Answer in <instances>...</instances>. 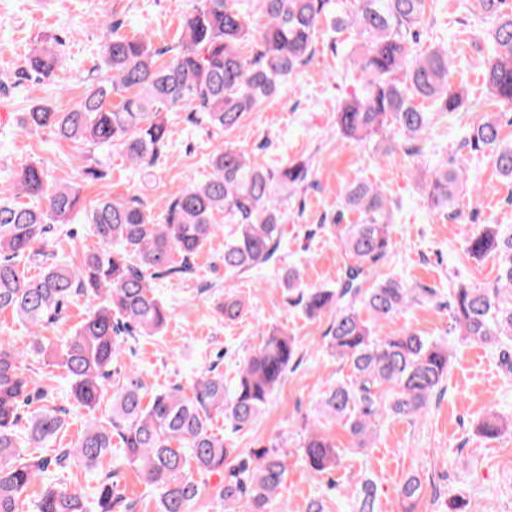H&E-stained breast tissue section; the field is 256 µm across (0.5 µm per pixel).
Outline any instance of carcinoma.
Returning a JSON list of instances; mask_svg holds the SVG:
<instances>
[{
	"instance_id": "1",
	"label": "carcinoma",
	"mask_w": 512,
	"mask_h": 512,
	"mask_svg": "<svg viewBox=\"0 0 512 512\" xmlns=\"http://www.w3.org/2000/svg\"><path fill=\"white\" fill-rule=\"evenodd\" d=\"M432 2L351 0L335 13L331 0H197L177 43L166 48L154 47L145 34H117L105 14L104 75L90 80L68 109L33 99L26 125L78 146L115 149L139 170L141 184H148L171 139L167 112L185 107L197 123L232 132L313 58L325 24L335 44L345 32L355 35L347 61L360 86L339 104L337 130L356 142L384 136L392 148L412 156L422 152L419 143L434 123L466 104L463 92L448 80V45L419 50ZM503 3L479 0L484 17L494 24L483 82L496 102L512 107V15L504 13ZM256 12L265 19L258 28L252 25ZM57 63L49 40L34 50L28 71L46 78ZM464 146L491 154L499 173L512 178V145L502 141L497 117L486 116L470 127ZM209 163L210 177L172 196L160 222L136 195L99 200L87 221L105 248L87 249L76 261L59 260L45 243L55 225L82 210L77 188L58 184L41 166L28 164L15 173L17 193L0 198V314L16 317L29 338L23 348L0 338V512H19L22 496L39 480L45 486L37 512H113L123 502L115 478L126 467L158 490L157 512H194L208 496L246 497L255 512H268L285 484L287 451L273 445L245 457L213 431V419L225 416L239 430L261 414L295 363L297 344L287 332H267L229 390L213 367L188 393L179 387L153 389L133 366L112 368L119 337L158 336L167 324L168 308L148 273H192L195 258L221 229L220 217L231 225L221 257L224 274L275 261L287 220L284 203L314 184L307 159L269 168L225 142L212 150ZM461 180L459 167H434L426 182L431 207L452 208ZM344 205L357 213V222L341 235L348 263L337 287L302 288L294 269L282 284L297 293L296 304L310 318L336 310L326 347L349 365L351 379L324 391L319 415L345 424L363 447L382 413L406 418L428 408L448 376V348L412 331L378 336L377 322L407 311L428 289L397 279L361 288L390 250L391 204L378 187L354 182L345 190ZM467 251L477 258L493 255L497 275L483 288L462 285L453 291L455 327L467 340L500 349L512 341V230L486 224L468 240ZM35 267L40 272L30 274ZM81 297L89 311L60 348L51 347L42 331ZM217 310L234 322L245 305L228 295ZM29 357L55 359L70 396L83 407L94 411L107 402L73 447L56 448L51 456L24 451L54 445L66 426L65 409L30 408L36 382L25 366ZM505 426L503 417L490 414L479 432L494 439ZM301 448L304 465L316 475L339 465L336 445L320 428L307 433ZM107 457L112 469L98 480L95 511L80 485L53 476L73 463L94 471ZM214 475L221 476L216 484L210 483ZM421 492L416 476L400 486L404 512H414ZM375 503L374 486L365 478L356 512H376Z\"/></svg>"
}]
</instances>
